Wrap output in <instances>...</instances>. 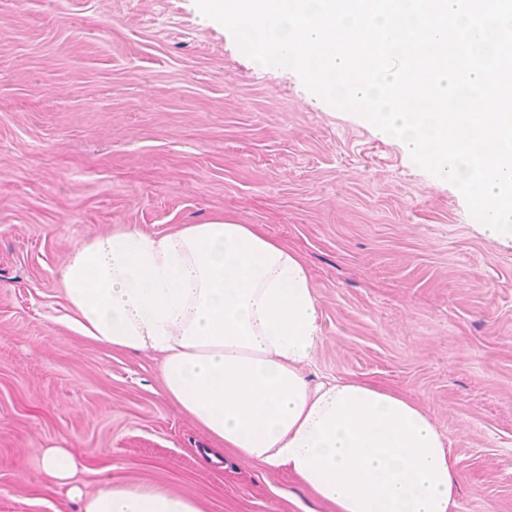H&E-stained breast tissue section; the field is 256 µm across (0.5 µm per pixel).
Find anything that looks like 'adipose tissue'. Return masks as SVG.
Here are the masks:
<instances>
[{
    "instance_id": "1",
    "label": "adipose tissue",
    "mask_w": 512,
    "mask_h": 512,
    "mask_svg": "<svg viewBox=\"0 0 512 512\" xmlns=\"http://www.w3.org/2000/svg\"><path fill=\"white\" fill-rule=\"evenodd\" d=\"M79 332L162 359L166 398L221 447L294 474L330 512H453L458 472L413 399L305 374L321 342L308 267L260 226L219 215L169 232L128 225L89 238L60 274ZM42 476L79 512H205L195 498L104 480L92 493L66 448Z\"/></svg>"
}]
</instances>
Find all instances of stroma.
Segmentation results:
<instances>
[{"mask_svg": "<svg viewBox=\"0 0 512 512\" xmlns=\"http://www.w3.org/2000/svg\"><path fill=\"white\" fill-rule=\"evenodd\" d=\"M226 213L306 262L322 336L308 375L415 399L460 474L455 512H512V244L195 0H0V512H77L37 473L54 445L90 490L310 512L288 470L208 458L159 357L83 336L60 290L86 238Z\"/></svg>", "mask_w": 512, "mask_h": 512, "instance_id": "35a3bbf8", "label": "stroma"}]
</instances>
